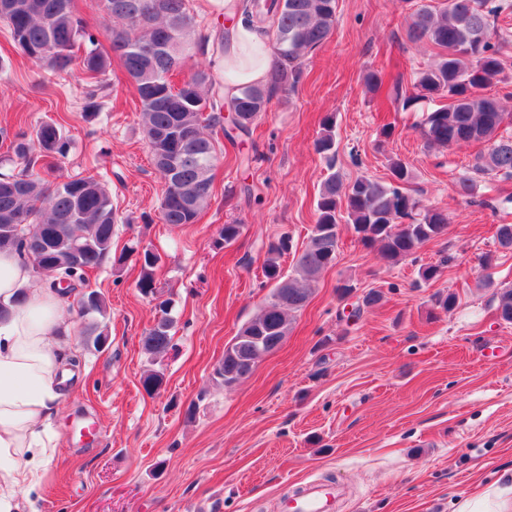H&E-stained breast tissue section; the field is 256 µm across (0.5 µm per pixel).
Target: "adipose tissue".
I'll use <instances>...</instances> for the list:
<instances>
[{
  "mask_svg": "<svg viewBox=\"0 0 512 512\" xmlns=\"http://www.w3.org/2000/svg\"><path fill=\"white\" fill-rule=\"evenodd\" d=\"M228 24L217 64L224 71V95L265 84L272 53L263 32L245 22L240 0H214ZM30 262L0 251V512H17L19 488L43 465L52 447L51 419L72 373L61 353L67 329V301L37 287Z\"/></svg>",
  "mask_w": 512,
  "mask_h": 512,
  "instance_id": "1",
  "label": "adipose tissue"
}]
</instances>
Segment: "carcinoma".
Listing matches in <instances>:
<instances>
[{
  "label": "carcinoma",
  "instance_id": "carcinoma-1",
  "mask_svg": "<svg viewBox=\"0 0 512 512\" xmlns=\"http://www.w3.org/2000/svg\"><path fill=\"white\" fill-rule=\"evenodd\" d=\"M10 10L0 13V25L16 52L38 66L48 80L79 71L87 86L86 108L98 110L103 80L116 61L133 83L141 104L140 120L150 152L154 138L173 137L168 157L185 150L194 155L178 166L154 163L164 180L160 202L165 224L198 221L213 193L212 174L217 148L205 129H221L234 142L233 132L246 133L267 111L272 99L299 83L307 55L324 45L336 27L337 0H263L249 4L245 20L272 41L273 62L267 83L247 86L226 99L212 74L198 70L180 84L171 77L207 37L193 39L194 17L189 0H101L104 15L89 25L75 10L74 0H0ZM493 0H442L424 3L408 23V37L439 50L437 58L416 73L413 91L399 80L388 83L380 71L366 73L373 94L421 113L416 124L431 147L489 142L488 154L473 165L477 173L495 172L512 178V138L497 137L506 112L485 90L502 72L495 41ZM105 32L108 45L99 41ZM315 149L336 156L335 117L322 121ZM7 150L21 161L18 173H0V250L17 251L29 260L47 287L60 295L86 285L89 272L112 258V238L120 218L112 194L99 178L59 172L57 161L67 155L70 141L52 119L32 132L14 133ZM386 181L359 176L345 184L336 173L322 182L316 200L317 219L293 272L285 270L291 239L282 235L265 246L262 275L271 286L259 312L245 322L226 345L215 370L224 387L248 378L263 353L278 348L288 336L291 314L303 309L311 296L310 283L336 263L339 225L348 224L366 247H375L389 265L415 254L424 244L448 231V214L426 208L412 193L409 165L391 159ZM161 257L144 250L137 259V288L145 296L157 293L154 270ZM84 315L102 314L104 296L96 291L79 300ZM160 316L142 337L144 350L156 356L172 347L174 319L170 302L159 303ZM498 318L512 324V288L497 297ZM86 344L104 348L108 334L97 323L83 330Z\"/></svg>",
  "mask_w": 512,
  "mask_h": 512
}]
</instances>
